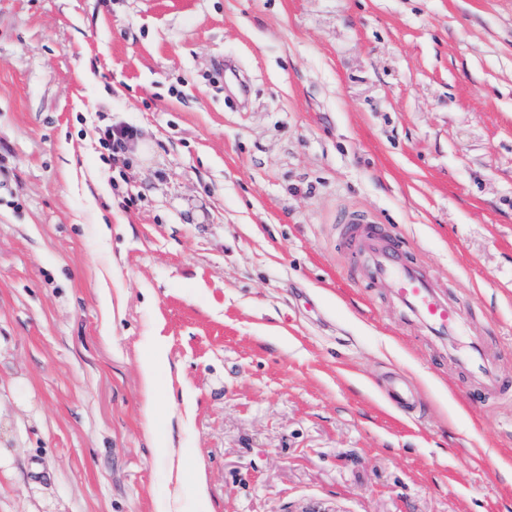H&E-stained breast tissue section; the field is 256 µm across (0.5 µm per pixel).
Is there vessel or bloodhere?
Listing matches in <instances>:
<instances>
[{"label": "vessel or blood", "instance_id": "b4317fda", "mask_svg": "<svg viewBox=\"0 0 512 512\" xmlns=\"http://www.w3.org/2000/svg\"><path fill=\"white\" fill-rule=\"evenodd\" d=\"M338 229L340 240L355 246L366 260L372 282L391 288L408 311L434 330L449 333L456 328L462 317L460 309L448 305L438 295L436 282L423 266L408 259L398 243L385 242L383 226L369 214L361 210L346 211ZM464 362L481 391L506 394L501 376L490 369L479 349L469 350ZM386 396L404 410L414 409L418 403L414 388L401 376L390 379Z\"/></svg>", "mask_w": 512, "mask_h": 512}]
</instances>
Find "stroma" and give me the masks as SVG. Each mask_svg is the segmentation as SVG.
Here are the masks:
<instances>
[{"mask_svg":"<svg viewBox=\"0 0 512 512\" xmlns=\"http://www.w3.org/2000/svg\"><path fill=\"white\" fill-rule=\"evenodd\" d=\"M0 170V512H512V401L337 233L512 380V0H0ZM135 131L131 127H112L108 126L99 132V143L110 153L112 156L120 153L128 141L133 139ZM339 239L353 245L368 264L373 283L387 285L416 318L438 332H452L461 320L460 309L437 293V283L423 266L408 259L397 243L384 240V228L361 210H348L338 224ZM167 362V348L164 337L158 336L155 338V344L152 350L151 358L144 362L142 365V376L144 383V396H145V420L149 426L152 424L154 416V409L157 403L156 390H155V370L157 366ZM386 396L391 403L404 410H412L418 403L414 388L401 376H395L390 379Z\"/></svg>","mask_w":512,"mask_h":512,"instance_id":"obj_1","label":"stroma"}]
</instances>
